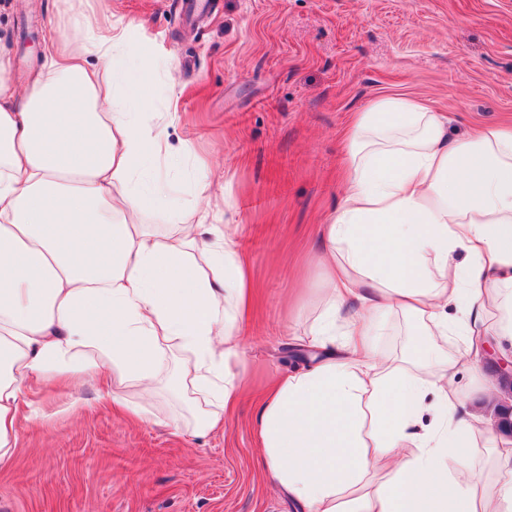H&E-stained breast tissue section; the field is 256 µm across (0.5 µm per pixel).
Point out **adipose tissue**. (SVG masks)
<instances>
[{
	"mask_svg": "<svg viewBox=\"0 0 512 512\" xmlns=\"http://www.w3.org/2000/svg\"><path fill=\"white\" fill-rule=\"evenodd\" d=\"M70 10L80 48L49 37L26 90L0 57V464L54 378L108 376L112 404L140 418L175 345L193 359L181 383L197 437L223 429L243 388L236 324L252 284L223 200L187 223L141 221L174 204L153 168L175 118L154 109L160 55L132 24L98 35L90 0ZM322 241L327 287L307 330L322 356L261 402V465L299 512H512V441L456 416L452 391L484 336L512 341V127L457 136L421 100L369 103L348 122L345 192ZM394 316L468 342L392 360L377 338ZM478 436L496 460L490 487Z\"/></svg>",
	"mask_w": 512,
	"mask_h": 512,
	"instance_id": "obj_1",
	"label": "adipose tissue"
}]
</instances>
